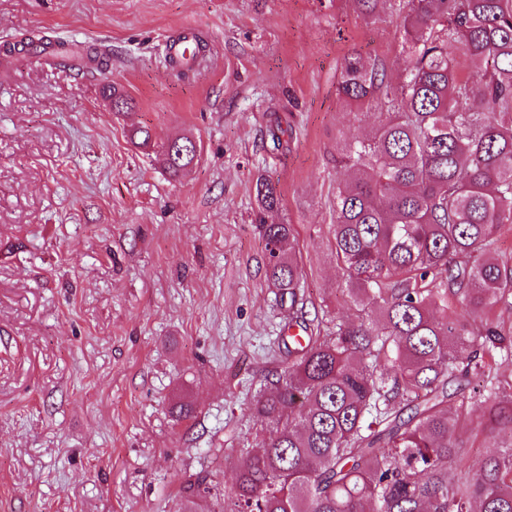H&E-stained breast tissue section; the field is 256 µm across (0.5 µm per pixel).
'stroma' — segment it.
<instances>
[{
  "label": "stroma",
  "mask_w": 512,
  "mask_h": 512,
  "mask_svg": "<svg viewBox=\"0 0 512 512\" xmlns=\"http://www.w3.org/2000/svg\"><path fill=\"white\" fill-rule=\"evenodd\" d=\"M409 0H0V512H180L205 479L223 512L233 464L271 433L255 399L289 361V322L356 320L336 259L340 140L388 117L336 86L346 56L404 69ZM202 32L207 66L173 72L165 43ZM41 32L96 51L54 67L21 47ZM131 101L111 112L102 88ZM294 127L268 151L271 125ZM149 129L150 146L133 132ZM197 146L171 179L156 148ZM275 184L303 304L265 276L255 185ZM192 408L178 416L179 405ZM473 408L467 472L493 452Z\"/></svg>",
  "instance_id": "obj_1"
}]
</instances>
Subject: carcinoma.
<instances>
[{
  "instance_id": "obj_1",
  "label": "carcinoma",
  "mask_w": 512,
  "mask_h": 512,
  "mask_svg": "<svg viewBox=\"0 0 512 512\" xmlns=\"http://www.w3.org/2000/svg\"><path fill=\"white\" fill-rule=\"evenodd\" d=\"M400 35L399 84L353 53L337 88L359 110L389 112L336 156L348 170L336 258L361 318L308 337L256 401L272 433L236 461L227 512H512V442L472 483L448 481L462 410L477 405L489 432L512 431V383L495 373L512 362V336L491 315L512 308V262L491 256L512 224V0H409ZM20 43L111 65L40 34ZM460 56L475 80L460 79ZM159 157L177 178L196 146L172 139ZM256 198L266 277L292 307L302 274L291 225L267 220L280 207L270 180ZM450 295L460 310L448 311ZM471 376L484 390L446 409Z\"/></svg>"
}]
</instances>
